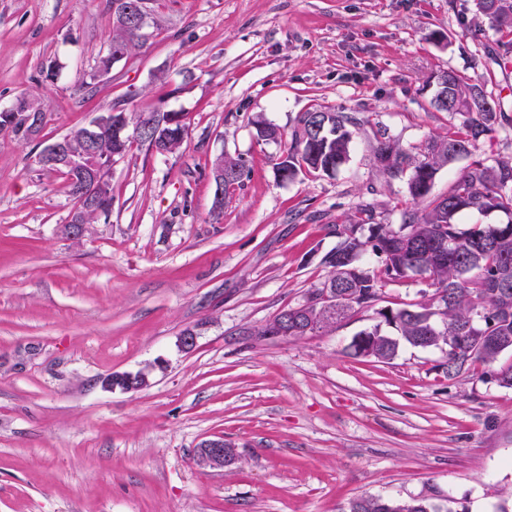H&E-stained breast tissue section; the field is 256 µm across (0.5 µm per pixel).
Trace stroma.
Segmentation results:
<instances>
[{
	"instance_id": "obj_1",
	"label": "stroma",
	"mask_w": 512,
	"mask_h": 512,
	"mask_svg": "<svg viewBox=\"0 0 512 512\" xmlns=\"http://www.w3.org/2000/svg\"><path fill=\"white\" fill-rule=\"evenodd\" d=\"M145 6L146 48L88 96L74 84L107 49L109 0H0V107L27 94L49 113L38 139L0 138V512H347L362 496L512 512V388L482 364L449 379L435 347L353 354L380 308L428 304V281L386 283L376 306L308 336L260 333L325 279L361 205L379 224L412 207L374 151L383 132L407 150L447 135L430 76L482 75L512 118L498 60L512 34L474 0ZM157 101L185 113L182 149L115 159L110 213L66 238L74 202L36 154L114 103ZM315 108L357 118L349 158L331 177L279 180L296 119ZM259 119L279 141L259 137ZM222 156L246 171L217 213ZM146 367L141 389L103 384ZM217 436L237 462L198 465Z\"/></svg>"
}]
</instances>
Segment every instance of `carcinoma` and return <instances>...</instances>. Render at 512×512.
I'll return each instance as SVG.
<instances>
[{
	"instance_id": "obj_1",
	"label": "carcinoma",
	"mask_w": 512,
	"mask_h": 512,
	"mask_svg": "<svg viewBox=\"0 0 512 512\" xmlns=\"http://www.w3.org/2000/svg\"><path fill=\"white\" fill-rule=\"evenodd\" d=\"M493 15L486 12L487 0H476L480 14L499 30L512 29V0H496ZM148 34L131 26L112 24L108 51L97 57L92 70L76 83L75 90L91 93L96 88L98 72L111 71L115 61L111 49L125 57L145 47ZM436 85L434 108L452 119L461 118L460 127L448 131L437 141L417 147V153L402 148L387 134H380L375 159L389 180L406 181L414 201H424L421 209L403 212L402 226L371 224L368 236L350 233L341 238L336 249L325 257L330 268L327 278L315 287L308 298L313 301L323 288L336 291V320L368 308L381 299L383 284L412 276L430 281L441 294L437 302L419 307L384 308L379 311L384 324L393 327L397 336L385 334L381 325L360 332L352 343L354 354L377 359H392L404 342L416 348H441L459 336L465 342L458 351L448 353V377L465 374L479 362L490 365L506 351H512V158L499 159L491 165L472 161L457 176L443 195H431L439 169L460 157H471L505 118L504 113L486 107L489 97L484 84L453 70L432 76ZM36 112L46 122L47 112L26 95L15 98L3 111ZM112 132L105 133L93 145L97 162L104 166L124 156L135 144L155 150L159 155L177 152L184 144L189 125L182 112L150 104L134 112L112 106ZM355 125L339 112L314 109L298 116L288 149L277 163L283 180L294 179L302 169L332 176L349 155ZM0 136L29 141L24 118L7 126L0 123ZM216 191L226 193L240 183L244 164L234 158L216 162ZM81 223H96L102 212L81 205V196L68 184ZM487 214L499 212L508 217L501 224H474L462 229L455 222L461 212ZM372 251L380 265L366 270L358 264L362 251ZM474 288L486 291L485 321L478 320L471 296ZM349 512H468L457 502L445 504L426 500L397 501L384 497H361L350 503Z\"/></svg>"
}]
</instances>
